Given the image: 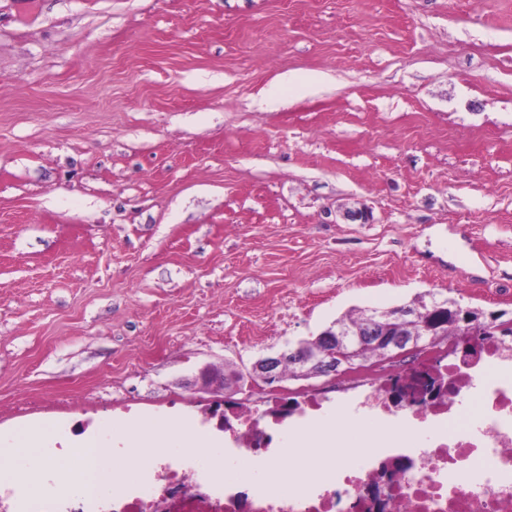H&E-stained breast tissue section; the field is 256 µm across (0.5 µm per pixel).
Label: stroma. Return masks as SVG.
<instances>
[{
	"label": "stroma",
	"instance_id": "stroma-1",
	"mask_svg": "<svg viewBox=\"0 0 512 512\" xmlns=\"http://www.w3.org/2000/svg\"><path fill=\"white\" fill-rule=\"evenodd\" d=\"M418 298L512 317V0H0L1 440Z\"/></svg>",
	"mask_w": 512,
	"mask_h": 512
}]
</instances>
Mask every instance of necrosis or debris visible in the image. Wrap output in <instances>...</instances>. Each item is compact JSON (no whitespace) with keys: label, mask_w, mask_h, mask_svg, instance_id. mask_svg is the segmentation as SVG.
Instances as JSON below:
<instances>
[{"label":"necrosis or debris","mask_w":512,"mask_h":512,"mask_svg":"<svg viewBox=\"0 0 512 512\" xmlns=\"http://www.w3.org/2000/svg\"><path fill=\"white\" fill-rule=\"evenodd\" d=\"M443 355L438 345L416 361L379 362L354 376L364 391L359 408L404 436H375L351 461L320 455L302 461L271 451L265 417L245 401L225 408L229 454L288 469L289 490L267 481L226 482L192 455L159 457L139 476L112 485L111 507L86 492L69 512H152L167 491L174 512H512V338L485 337L478 356H456L441 367ZM398 382L423 391L421 403H393L390 389ZM471 402L481 414L465 429L462 409ZM422 427L432 439L421 447L413 435Z\"/></svg>","instance_id":"4bbe7bcc"}]
</instances>
